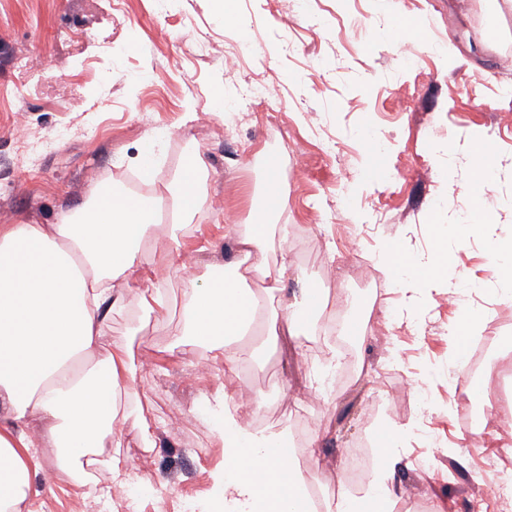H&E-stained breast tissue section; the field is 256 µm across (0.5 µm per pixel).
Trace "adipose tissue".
Returning <instances> with one entry per match:
<instances>
[{
  "label": "adipose tissue",
  "mask_w": 512,
  "mask_h": 512,
  "mask_svg": "<svg viewBox=\"0 0 512 512\" xmlns=\"http://www.w3.org/2000/svg\"><path fill=\"white\" fill-rule=\"evenodd\" d=\"M478 164L468 191L476 205L464 224L429 227L428 254L418 257L394 244H384L377 267L403 291L409 304L423 305L436 288L459 293L448 275L450 238L468 230L486 239L495 261L491 267L500 299H512V238L500 236L484 212V186L500 158L487 142L472 141ZM201 155L177 172L165 195H127L113 186H94L91 203L67 213L54 224L0 226V512H20L33 491L27 459L35 443L55 448V469L69 475L76 458L95 452L113 434L122 398L133 396L132 385L120 384L116 354L98 357L113 312L136 300L144 313L168 306L161 283L128 296L127 286L142 279L145 245L161 222L181 227L192 222L200 207ZM265 190L272 204L262 206V219L234 232V255L212 270L204 284L184 289L178 339L192 338L211 351H223L224 369L233 373L241 358L228 351V339L246 326L267 319L261 301L281 291L291 266L288 257L270 264L260 260L272 238L266 218L283 210L286 198L276 176ZM249 266L260 290L244 287L242 266ZM231 392L219 401L224 416L215 430L224 458L212 475V512H300L307 495L303 475H285L268 447L285 442L282 434L252 431L239 423L230 408ZM418 425L384 424L386 436L362 490L340 487L335 512H395L399 499L395 476L408 461Z\"/></svg>",
  "instance_id": "obj_1"
}]
</instances>
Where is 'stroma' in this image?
Masks as SVG:
<instances>
[{
  "label": "stroma",
  "mask_w": 512,
  "mask_h": 512,
  "mask_svg": "<svg viewBox=\"0 0 512 512\" xmlns=\"http://www.w3.org/2000/svg\"><path fill=\"white\" fill-rule=\"evenodd\" d=\"M411 16L430 40L416 59L377 37L393 17ZM252 35L242 46L240 29ZM189 43L204 52L184 55ZM240 48L235 72L224 48ZM270 96L248 109L255 82ZM226 104L215 110L212 90ZM24 112L48 150L21 155L12 127ZM512 10L498 15L482 0H233L221 17L210 0H0V225L54 224L87 204L97 182L122 184L139 170L143 148L154 156L153 193L161 194L185 156L201 154L202 190L222 210L201 206L176 235L160 233L144 253L146 268L165 281L168 309L147 315L130 305L113 314L102 351L121 350L135 366L137 403L118 418L120 453L131 474L132 496L111 502L84 497L53 467L54 449L36 451L41 478L32 512H155L165 497L170 512H209L211 472L223 458L215 439L221 407L211 404L225 384L223 368L199 373L208 350L175 344L181 297L204 281L213 258L224 256L225 212L255 220L268 159L288 198L270 223L281 230L310 227L304 261L290 248L285 286L296 291L320 279L327 263L350 256L336 230L361 236L359 249L374 264L378 249L395 242L427 252L431 217L456 223L473 207L465 190L475 166L470 140L483 138L503 160L486 195L492 223L512 233ZM305 148L302 181H294L290 147ZM381 166L383 177L371 169ZM177 247L178 268L161 259ZM453 275L470 286L463 304L489 316L512 311L492 298L488 245L480 234L452 243ZM345 318L371 322L392 315L384 335H342L322 329L288 345L262 325L239 344L241 374L252 400L267 415L266 431L290 433L306 425L317 455L301 451L290 470L336 493L348 451L367 433L366 414L386 388L401 392L391 422L419 417L425 437L396 484L403 501L423 496L431 512H473L502 474L496 443H482L458 420L456 383L449 373L455 339L448 328L459 313L448 291L433 290L414 319L396 321L402 303L380 273L370 283L347 279L331 289ZM462 304V305H463ZM385 321V320H384ZM324 374L327 396L309 405L308 378ZM188 415L170 425L173 412Z\"/></svg>",
  "instance_id": "1"
}]
</instances>
